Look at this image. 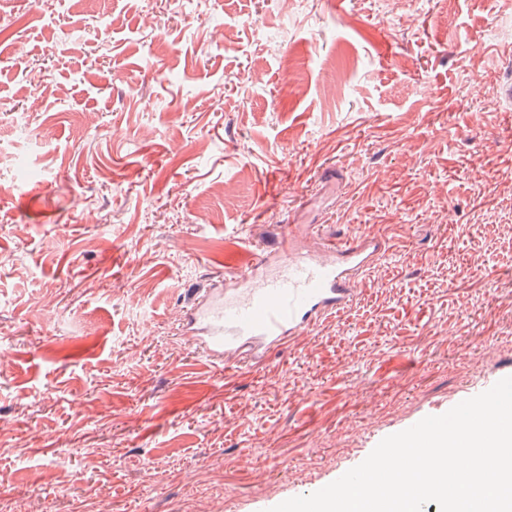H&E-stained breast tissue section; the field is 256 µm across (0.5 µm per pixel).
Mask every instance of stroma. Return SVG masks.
I'll return each instance as SVG.
<instances>
[{
    "label": "stroma",
    "instance_id": "35a3bbf8",
    "mask_svg": "<svg viewBox=\"0 0 512 512\" xmlns=\"http://www.w3.org/2000/svg\"><path fill=\"white\" fill-rule=\"evenodd\" d=\"M509 80L505 0H0V512H269L512 376ZM288 224L388 253L224 367Z\"/></svg>",
    "mask_w": 512,
    "mask_h": 512
}]
</instances>
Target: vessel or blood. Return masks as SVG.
<instances>
[{"mask_svg":"<svg viewBox=\"0 0 512 512\" xmlns=\"http://www.w3.org/2000/svg\"><path fill=\"white\" fill-rule=\"evenodd\" d=\"M293 226L233 286L212 289L188 316L197 347L218 361L262 363L292 336L352 300V283L385 253L378 240L325 236L316 254L298 253Z\"/></svg>","mask_w":512,"mask_h":512,"instance_id":"1","label":"vessel or blood"}]
</instances>
